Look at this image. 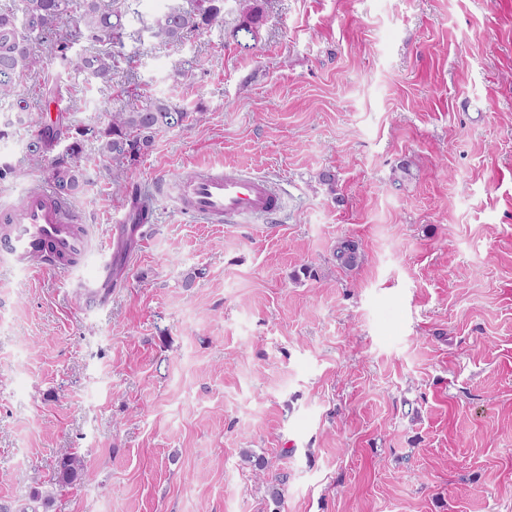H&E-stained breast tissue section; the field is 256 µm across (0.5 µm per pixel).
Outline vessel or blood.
Listing matches in <instances>:
<instances>
[{"label": "vessel or blood", "mask_w": 512, "mask_h": 512, "mask_svg": "<svg viewBox=\"0 0 512 512\" xmlns=\"http://www.w3.org/2000/svg\"><path fill=\"white\" fill-rule=\"evenodd\" d=\"M170 189L183 214L207 224L268 218L282 207V193L268 179L221 165L175 180ZM90 238L81 213L47 182H35L18 203L0 207V259L5 263L65 274L84 261Z\"/></svg>", "instance_id": "b4317fda"}]
</instances>
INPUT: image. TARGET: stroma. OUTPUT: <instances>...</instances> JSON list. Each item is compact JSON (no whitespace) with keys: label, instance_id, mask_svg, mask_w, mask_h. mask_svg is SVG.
Returning <instances> with one entry per match:
<instances>
[{"label":"stroma","instance_id":"35a3bbf8","mask_svg":"<svg viewBox=\"0 0 512 512\" xmlns=\"http://www.w3.org/2000/svg\"><path fill=\"white\" fill-rule=\"evenodd\" d=\"M173 2L128 0L106 83L31 48L19 96L63 137L156 98L192 117L120 168L86 141L79 268L0 265V503L512 512V0H259L252 35L224 0L170 44L145 25ZM33 133L0 138V206L47 178ZM211 164L271 178L283 209L204 224L157 194ZM134 188L155 221L91 305ZM67 455L87 473L61 487Z\"/></svg>","mask_w":512,"mask_h":512}]
</instances>
